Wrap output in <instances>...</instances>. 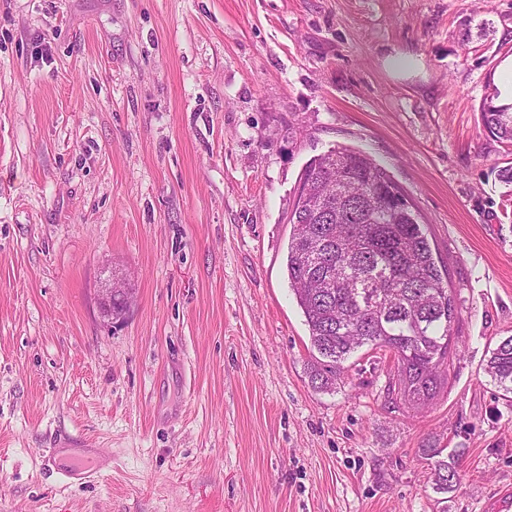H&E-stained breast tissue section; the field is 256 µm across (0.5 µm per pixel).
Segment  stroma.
I'll list each match as a JSON object with an SVG mask.
<instances>
[{
	"mask_svg": "<svg viewBox=\"0 0 512 512\" xmlns=\"http://www.w3.org/2000/svg\"><path fill=\"white\" fill-rule=\"evenodd\" d=\"M510 55L512 0H0V512H487L512 486L484 371L512 336V151L480 112ZM342 146L448 272L418 412L386 351L311 384L288 213ZM111 275L134 303L107 320Z\"/></svg>",
	"mask_w": 512,
	"mask_h": 512,
	"instance_id": "35a3bbf8",
	"label": "stroma"
}]
</instances>
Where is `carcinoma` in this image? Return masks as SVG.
I'll return each instance as SVG.
<instances>
[{"label":"carcinoma","mask_w":512,"mask_h":512,"mask_svg":"<svg viewBox=\"0 0 512 512\" xmlns=\"http://www.w3.org/2000/svg\"><path fill=\"white\" fill-rule=\"evenodd\" d=\"M483 125L512 147V106L484 103ZM401 192L361 151L334 148L305 169L288 221L286 270L311 345V383L321 389L363 348L393 354L398 389L412 404L434 396L448 358L455 311L419 214L384 202ZM487 373L512 394V336L492 351ZM448 491L455 471L435 462Z\"/></svg>","instance_id":"1"}]
</instances>
